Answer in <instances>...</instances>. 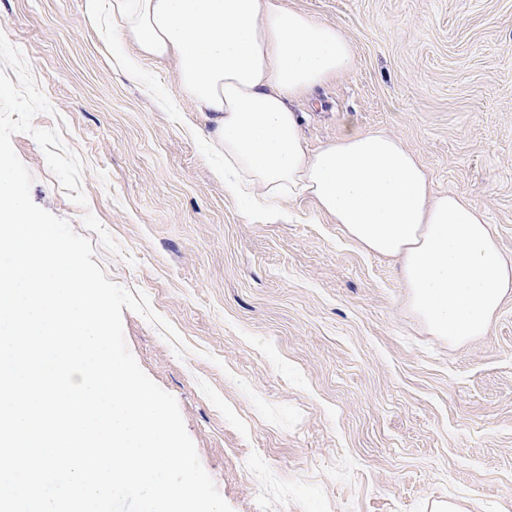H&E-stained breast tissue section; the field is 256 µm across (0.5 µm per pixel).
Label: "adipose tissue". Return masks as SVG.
I'll return each instance as SVG.
<instances>
[{"label":"adipose tissue","instance_id":"1","mask_svg":"<svg viewBox=\"0 0 512 512\" xmlns=\"http://www.w3.org/2000/svg\"><path fill=\"white\" fill-rule=\"evenodd\" d=\"M112 18V55L129 69L177 59L181 89L210 126L206 146L224 159L225 192L264 191L256 218L304 194L361 250L395 261L429 334L461 345L489 331L512 296V256L483 210L434 194L424 163L384 132L306 145L290 101L355 67L337 26L287 0H112Z\"/></svg>","mask_w":512,"mask_h":512}]
</instances>
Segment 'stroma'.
<instances>
[{"label": "stroma", "instance_id": "stroma-1", "mask_svg": "<svg viewBox=\"0 0 512 512\" xmlns=\"http://www.w3.org/2000/svg\"><path fill=\"white\" fill-rule=\"evenodd\" d=\"M338 26L356 64L294 99L309 149L384 131L435 192L470 196L512 254V0H289ZM83 161L70 201L35 139L12 145L33 202L69 222L110 281L146 293L188 351L124 311L128 349L177 401L232 512H512V298L455 347L407 305L390 260L362 251L305 197L253 218L183 94L176 59L112 56V0H0Z\"/></svg>", "mask_w": 512, "mask_h": 512}]
</instances>
